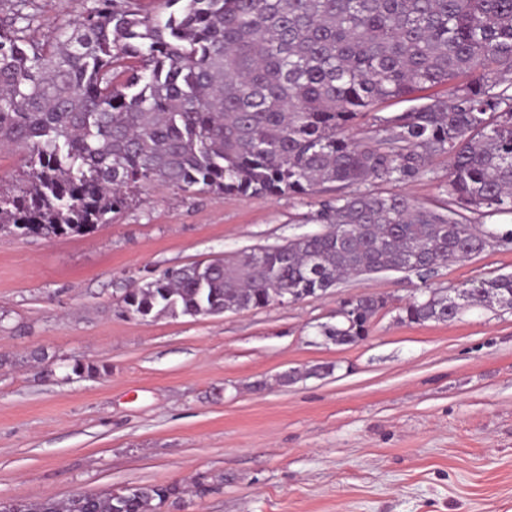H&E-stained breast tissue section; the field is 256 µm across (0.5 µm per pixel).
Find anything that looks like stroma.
Listing matches in <instances>:
<instances>
[{
  "label": "stroma",
  "instance_id": "35a3bbf8",
  "mask_svg": "<svg viewBox=\"0 0 512 512\" xmlns=\"http://www.w3.org/2000/svg\"><path fill=\"white\" fill-rule=\"evenodd\" d=\"M92 3L35 0L32 36ZM447 188L444 155L410 181L359 186L430 208ZM336 195L332 184L276 198L155 183L86 234H0V501L170 484L181 494L164 512H512V310L398 319L423 288L512 273V243L425 282L388 271L286 306L127 312L142 278L322 232L311 217ZM364 293L387 301L367 339L322 336L341 301ZM292 369L299 379L281 385Z\"/></svg>",
  "mask_w": 512,
  "mask_h": 512
}]
</instances>
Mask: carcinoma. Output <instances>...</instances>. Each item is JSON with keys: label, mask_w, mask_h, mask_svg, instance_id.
I'll return each mask as SVG.
<instances>
[{"label": "carcinoma", "mask_w": 512, "mask_h": 512, "mask_svg": "<svg viewBox=\"0 0 512 512\" xmlns=\"http://www.w3.org/2000/svg\"><path fill=\"white\" fill-rule=\"evenodd\" d=\"M52 35H27L31 0L0 18V143L27 171L0 187V231L84 234L160 182L219 194L309 195L335 183H402L449 157L444 211L404 193H351L325 204L328 225L233 260L172 269L124 296L142 318L208 316L324 293L351 274L424 277L482 252L499 234L464 212L512 214V0H168L147 14L96 0ZM448 86L405 112L386 100ZM372 116L373 136L345 131ZM512 241V230L499 235ZM350 323L322 335L354 345L384 301L360 295ZM512 306V274L428 292L408 324L447 322L464 307ZM175 486L84 494L18 512H163Z\"/></svg>", "instance_id": "cac0c4a2"}]
</instances>
